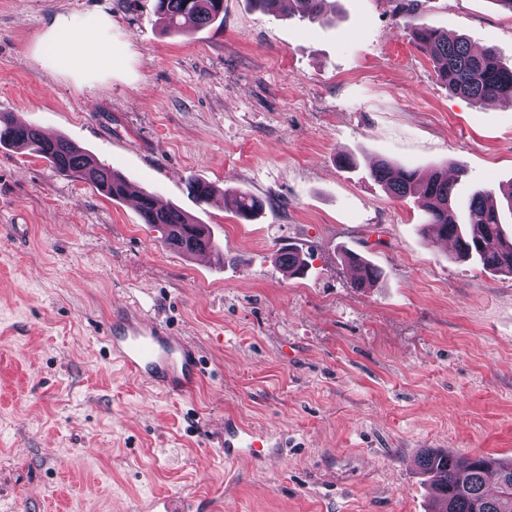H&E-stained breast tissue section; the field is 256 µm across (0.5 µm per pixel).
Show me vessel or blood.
Masks as SVG:
<instances>
[{
  "mask_svg": "<svg viewBox=\"0 0 512 512\" xmlns=\"http://www.w3.org/2000/svg\"><path fill=\"white\" fill-rule=\"evenodd\" d=\"M104 342L114 362L170 394L188 392L202 375L196 349L139 310L128 307L113 315L104 330ZM282 445L280 435L247 427L232 418L224 421L225 459L259 461Z\"/></svg>",
  "mask_w": 512,
  "mask_h": 512,
  "instance_id": "1",
  "label": "vessel or blood"
}]
</instances>
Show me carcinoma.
<instances>
[{
  "label": "carcinoma",
  "mask_w": 512,
  "mask_h": 512,
  "mask_svg": "<svg viewBox=\"0 0 512 512\" xmlns=\"http://www.w3.org/2000/svg\"><path fill=\"white\" fill-rule=\"evenodd\" d=\"M289 4L293 14L319 20L328 8L336 6V0H289ZM156 8L170 33L188 34L224 23V0H156ZM412 40L433 48L437 76L451 94L476 103L492 98L512 101V64L503 62L494 50L475 52L466 38L450 36L427 23L413 30ZM0 147L27 149L55 172L84 181L111 199L125 196L127 183L121 174L65 137H44L31 123L0 116ZM371 176L392 198L417 196L424 225L438 238L454 243L456 258L512 275V234L505 229L506 218L512 217V184L500 189L498 197L491 190L471 194L462 214L456 204L454 182L448 180V171L443 168L420 174L379 160ZM188 189L201 203L216 194L212 185L197 179L188 181ZM225 199L243 220L263 208L262 200L246 190ZM139 211L142 222L160 232L167 248L185 256L204 250L221 254L207 225L177 207L157 208L152 193H141ZM354 257V253L345 255L348 265L356 266L355 286L375 283L380 276L378 267L363 257L356 263ZM278 260L294 274L303 275L309 269V262L296 247L279 249ZM418 467L428 482L433 512H512V461L476 455L461 462L447 450L426 448L420 452Z\"/></svg>",
  "instance_id": "cac0c4a2"
}]
</instances>
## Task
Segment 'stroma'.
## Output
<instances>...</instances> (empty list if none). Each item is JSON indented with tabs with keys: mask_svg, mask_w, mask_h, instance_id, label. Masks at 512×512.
<instances>
[{
	"mask_svg": "<svg viewBox=\"0 0 512 512\" xmlns=\"http://www.w3.org/2000/svg\"><path fill=\"white\" fill-rule=\"evenodd\" d=\"M62 20L94 22L111 63L48 54ZM424 22L512 62L495 0H336L325 24L224 0L222 27L188 35L155 0H0V115L208 224L225 255L170 251L128 201L0 148V512H429L422 449L512 459V276L428 243L415 198L370 175L457 164L463 198L512 183V104L450 94L411 41ZM192 177L219 194L197 202ZM240 189L254 221L224 202ZM288 244L306 275L276 262ZM127 307L196 347L191 393L102 351ZM228 417L285 447L225 460ZM224 197L237 217L243 220H250L263 208L262 200L246 190H238L231 196L225 194ZM356 257L360 262L355 263L353 258ZM345 260L350 267L356 264L357 278L354 281L356 288H364L371 286L380 276V270L369 260L363 258L356 253H347Z\"/></svg>",
	"mask_w": 512,
	"mask_h": 512,
	"instance_id": "1",
	"label": "stroma"
}]
</instances>
